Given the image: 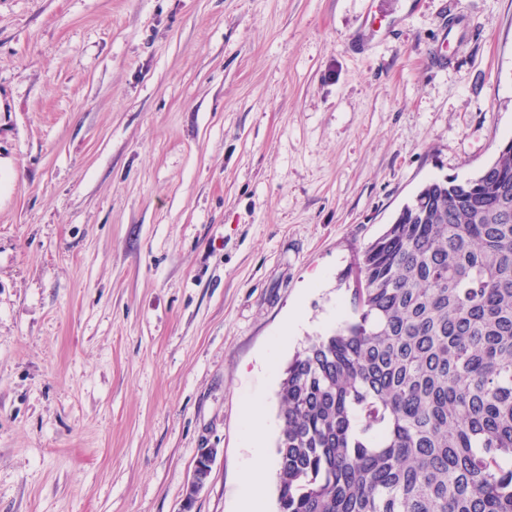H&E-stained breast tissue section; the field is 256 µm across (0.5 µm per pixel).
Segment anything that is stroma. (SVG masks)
<instances>
[{
    "mask_svg": "<svg viewBox=\"0 0 512 512\" xmlns=\"http://www.w3.org/2000/svg\"><path fill=\"white\" fill-rule=\"evenodd\" d=\"M511 138L512 0H0V512H236L252 402L276 512L289 360ZM218 451L214 448H202L198 451L197 458L195 461L196 467L201 468L204 472H206V476L198 477L196 475H191V479L188 482L186 493H185V508L183 511H189L187 508L188 504H193L200 494V492L204 489L209 475L212 470V466L216 460Z\"/></svg>",
    "mask_w": 512,
    "mask_h": 512,
    "instance_id": "stroma-1",
    "label": "stroma"
}]
</instances>
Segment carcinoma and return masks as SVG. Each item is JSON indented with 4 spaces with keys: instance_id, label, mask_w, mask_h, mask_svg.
<instances>
[{
    "instance_id": "carcinoma-1",
    "label": "carcinoma",
    "mask_w": 512,
    "mask_h": 512,
    "mask_svg": "<svg viewBox=\"0 0 512 512\" xmlns=\"http://www.w3.org/2000/svg\"><path fill=\"white\" fill-rule=\"evenodd\" d=\"M278 391L277 512H512V139L432 180Z\"/></svg>"
}]
</instances>
